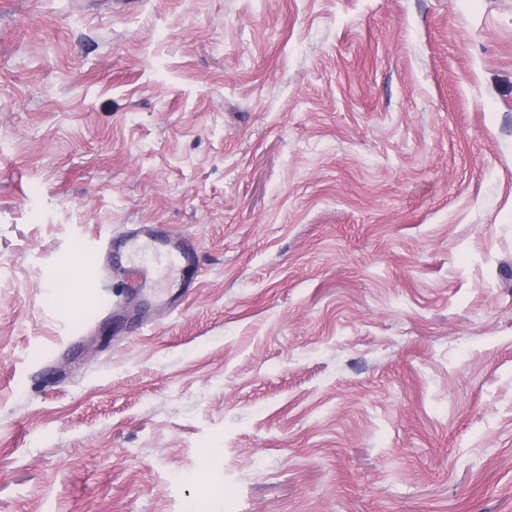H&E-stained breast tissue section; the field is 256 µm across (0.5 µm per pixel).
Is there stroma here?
Instances as JSON below:
<instances>
[{"label": "stroma", "mask_w": 512, "mask_h": 512, "mask_svg": "<svg viewBox=\"0 0 512 512\" xmlns=\"http://www.w3.org/2000/svg\"><path fill=\"white\" fill-rule=\"evenodd\" d=\"M202 499L512 512V0H0V512ZM106 253H112V266L127 272L133 281V287L140 292L156 298H173L180 288H175L176 281L167 288L168 292H160V267L163 263L172 266H185L196 262L195 248L182 242L174 246L168 236L161 234L141 236L126 235L122 238L118 250L112 251V240L108 243ZM114 253V257H113Z\"/></svg>", "instance_id": "stroma-1"}]
</instances>
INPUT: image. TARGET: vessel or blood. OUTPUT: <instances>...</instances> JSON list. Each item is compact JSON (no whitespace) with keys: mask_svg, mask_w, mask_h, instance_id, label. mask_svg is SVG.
Returning <instances> with one entry per match:
<instances>
[{"mask_svg":"<svg viewBox=\"0 0 512 512\" xmlns=\"http://www.w3.org/2000/svg\"><path fill=\"white\" fill-rule=\"evenodd\" d=\"M196 258L194 247L188 243L175 246L169 237L161 234H130L123 237L112 264L131 276L134 288L156 297L160 294L161 265L185 266L195 263Z\"/></svg>","mask_w":512,"mask_h":512,"instance_id":"obj_1","label":"vessel or blood"}]
</instances>
